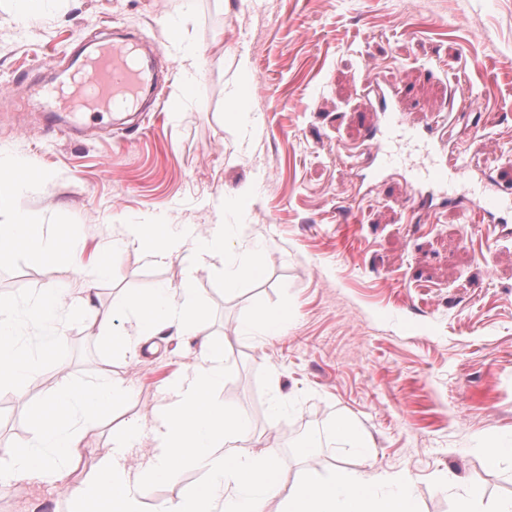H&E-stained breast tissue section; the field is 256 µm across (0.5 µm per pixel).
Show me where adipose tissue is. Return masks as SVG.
<instances>
[{
	"label": "adipose tissue",
	"instance_id": "obj_1",
	"mask_svg": "<svg viewBox=\"0 0 512 512\" xmlns=\"http://www.w3.org/2000/svg\"><path fill=\"white\" fill-rule=\"evenodd\" d=\"M14 171V177L0 186V210L14 213L11 222L0 224V255L20 250L48 262L76 263L75 241L48 238L42 225L19 211L25 179L22 166ZM130 247L147 248L149 256L159 261L191 258L194 271L178 286L163 285L150 294L124 299L132 329L108 336V343L132 357L144 337L168 332L196 342L197 362L168 382L165 401L148 421H133L119 430L117 452L101 459L95 472L83 479L73 473L84 435L127 392L113 377L81 386L61 382L33 416L34 441L10 450V477L63 484L76 512H85L93 503L99 512H143L144 487L177 483L188 467L207 470L208 479L164 512H262L269 498L279 499L281 512H415V480L410 473L336 472L325 479L306 476L287 486L281 481L283 461L275 451L236 450V443L248 437L250 423L240 411L213 398L224 380V345L202 330L200 312L192 303L193 282L197 271L221 269L226 287L235 289L240 275L259 272L249 248H241L235 269L228 272L224 260L229 238L223 225L199 233L175 231L165 224H126L120 237L99 252L94 279L110 278L115 252ZM68 300L66 289L48 288L27 308L25 319L38 339L34 356L22 350L15 330L0 320V388L24 390L36 382L37 356L50 354L63 342L60 317ZM144 435L151 441V451L138 466H130L127 455Z\"/></svg>",
	"mask_w": 512,
	"mask_h": 512
}]
</instances>
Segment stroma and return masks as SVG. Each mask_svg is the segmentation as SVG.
<instances>
[{
	"label": "stroma",
	"instance_id": "obj_1",
	"mask_svg": "<svg viewBox=\"0 0 512 512\" xmlns=\"http://www.w3.org/2000/svg\"><path fill=\"white\" fill-rule=\"evenodd\" d=\"M179 25L185 41H171ZM161 44V82L149 109L115 112L103 130L78 131L33 96L103 27ZM205 49L194 91L183 95L185 48ZM247 55L259 87L241 108L253 136L242 144L224 114ZM392 86L406 121L439 110L455 88L470 89L490 115L482 129L458 121L453 135L481 166L512 181V0H0V176L15 160L34 172L19 207L50 237L80 242L81 270L23 253L0 260L1 313L26 336L24 310L43 289L80 291L95 254L125 224L205 231L225 222L255 247L258 277L224 288L222 272L201 271L195 301L205 334L224 343L227 370L216 402L245 414L246 449L284 457L282 478L304 473L406 471L419 512H453L454 495L484 489L481 512L512 501V455L489 464L485 448H512V211L482 224L434 199L410 211L402 170L352 164L348 153L375 123L367 74ZM255 186L250 199L242 187ZM181 261L157 263L131 248L90 304L64 311L65 340L35 385L0 389V444L35 436L32 416L64 379L109 374L130 396L111 422L90 431L77 471L85 476L114 446L115 425L147 419L164 386L187 372L197 350L156 336L136 358L115 353L97 314L162 284L178 285ZM284 309L276 336H243L257 314ZM27 349L36 342L27 338ZM368 435L367 448L339 444L334 421ZM311 426L325 436L317 459H290L288 435ZM186 469L175 484L147 486L145 512L207 480ZM62 490L17 478L0 487V512H73Z\"/></svg>",
	"mask_w": 512,
	"mask_h": 512
}]
</instances>
